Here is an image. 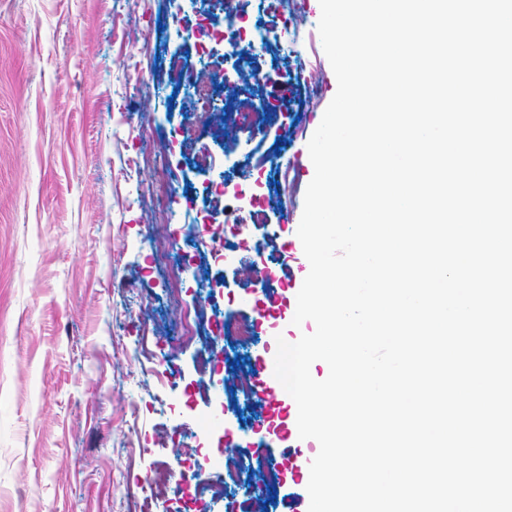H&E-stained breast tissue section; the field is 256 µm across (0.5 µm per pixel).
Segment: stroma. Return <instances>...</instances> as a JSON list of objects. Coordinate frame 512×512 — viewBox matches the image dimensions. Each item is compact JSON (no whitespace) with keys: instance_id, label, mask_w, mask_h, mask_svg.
I'll return each instance as SVG.
<instances>
[{"instance_id":"obj_1","label":"stroma","mask_w":512,"mask_h":512,"mask_svg":"<svg viewBox=\"0 0 512 512\" xmlns=\"http://www.w3.org/2000/svg\"><path fill=\"white\" fill-rule=\"evenodd\" d=\"M177 3L0 0V512H238L248 500L290 512L309 498L291 470L319 449L284 427L297 405L268 395L261 367L277 338L315 330L292 320L308 265L297 236L314 176L307 144L337 91L319 0H292L297 43L277 60L287 110L266 126L241 113L226 139L195 126L191 99L176 93L170 55L198 62ZM299 54L316 61L315 91L291 77ZM275 142L283 150L266 157ZM202 147L214 169L195 164ZM244 168L249 193L272 201L267 227L226 223L218 209L190 219L191 196ZM162 231L171 247L158 260L145 241ZM244 243L266 284L238 273ZM214 299L255 322L256 344L204 374L195 349L169 362L175 325ZM238 368L253 375L247 401L233 392ZM269 443L250 488L209 504L225 449ZM196 450V504L150 491L157 467L179 472ZM268 467L281 475L271 500Z\"/></svg>"}]
</instances>
